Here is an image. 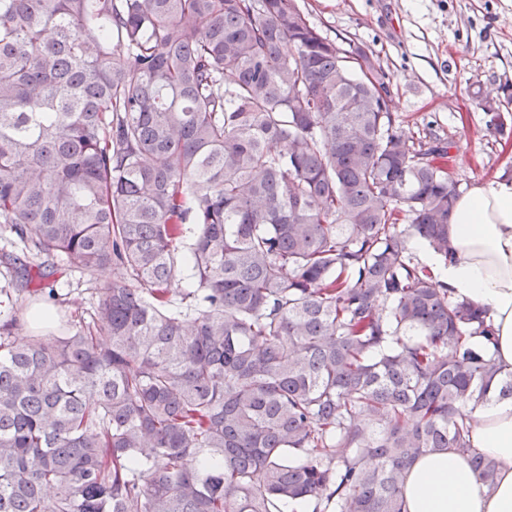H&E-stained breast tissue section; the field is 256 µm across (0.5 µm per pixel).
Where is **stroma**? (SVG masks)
I'll list each match as a JSON object with an SVG mask.
<instances>
[{"mask_svg": "<svg viewBox=\"0 0 512 512\" xmlns=\"http://www.w3.org/2000/svg\"><path fill=\"white\" fill-rule=\"evenodd\" d=\"M318 32L345 50L359 47L388 75L389 109L415 140H447L458 193L487 180H512V0H296ZM492 102L504 131L488 127ZM53 295L8 284L0 269V311L50 304L69 329L88 321L96 287L59 257L43 263Z\"/></svg>", "mask_w": 512, "mask_h": 512, "instance_id": "1", "label": "stroma"}]
</instances>
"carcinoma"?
I'll return each mask as SVG.
<instances>
[{
    "mask_svg": "<svg viewBox=\"0 0 512 512\" xmlns=\"http://www.w3.org/2000/svg\"><path fill=\"white\" fill-rule=\"evenodd\" d=\"M354 55L295 0H0V259L34 295L32 256L112 269L75 332L0 321V512H404L512 399L412 252L448 255L451 144Z\"/></svg>",
    "mask_w": 512,
    "mask_h": 512,
    "instance_id": "cac0c4a2",
    "label": "carcinoma"
}]
</instances>
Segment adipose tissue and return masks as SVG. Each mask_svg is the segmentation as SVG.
<instances>
[{
	"label": "adipose tissue",
	"mask_w": 512,
	"mask_h": 512,
	"mask_svg": "<svg viewBox=\"0 0 512 512\" xmlns=\"http://www.w3.org/2000/svg\"><path fill=\"white\" fill-rule=\"evenodd\" d=\"M413 251L455 297L486 310L490 348L512 372V181H484L456 199L447 256L421 242ZM470 417L473 448L497 465L495 486L483 485L456 449L428 454L407 473L406 512H512V400L490 401Z\"/></svg>",
	"instance_id": "adipose-tissue-1"
}]
</instances>
